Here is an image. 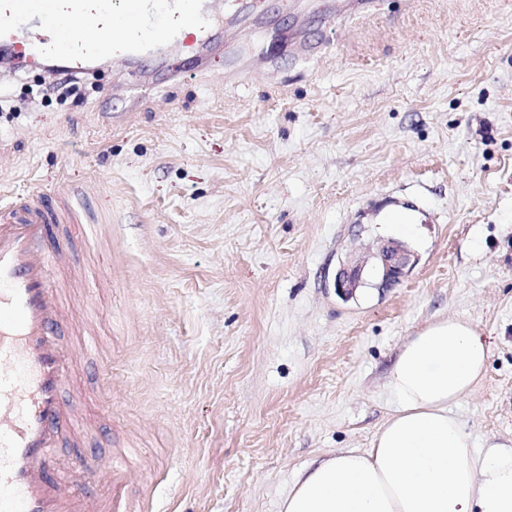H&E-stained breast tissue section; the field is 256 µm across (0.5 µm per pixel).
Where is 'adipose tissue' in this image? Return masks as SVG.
<instances>
[{
  "instance_id": "adipose-tissue-1",
  "label": "adipose tissue",
  "mask_w": 512,
  "mask_h": 512,
  "mask_svg": "<svg viewBox=\"0 0 512 512\" xmlns=\"http://www.w3.org/2000/svg\"><path fill=\"white\" fill-rule=\"evenodd\" d=\"M488 355L465 318L408 338L386 383L390 415L370 447L311 467L280 512H512V448L479 444L453 410Z\"/></svg>"
}]
</instances>
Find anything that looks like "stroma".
<instances>
[{
  "instance_id": "obj_1",
  "label": "stroma",
  "mask_w": 512,
  "mask_h": 512,
  "mask_svg": "<svg viewBox=\"0 0 512 512\" xmlns=\"http://www.w3.org/2000/svg\"><path fill=\"white\" fill-rule=\"evenodd\" d=\"M246 3L230 47L109 64L64 101L0 70V207L71 188L99 223L58 231L89 284L63 342L99 340L69 375L92 506L116 448L134 512H279L310 463L369 448L396 354L444 318L490 351L456 414L512 442V0ZM401 212L415 237L386 229ZM409 256L408 250L399 242H388L379 249L375 258L382 271L381 286L399 280L409 263Z\"/></svg>"
}]
</instances>
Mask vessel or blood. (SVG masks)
Wrapping results in <instances>:
<instances>
[{"label": "vessel or blood", "instance_id": "b4317fda", "mask_svg": "<svg viewBox=\"0 0 512 512\" xmlns=\"http://www.w3.org/2000/svg\"><path fill=\"white\" fill-rule=\"evenodd\" d=\"M89 23L100 39L75 38L74 29ZM217 23L201 0H0V47L36 64L58 60L73 73L102 57H143L182 38L204 44ZM59 224L95 233L68 198L52 210L0 208V512H84L83 493L51 472V452L69 437L73 467L96 463L64 398L77 354L62 342L63 310L76 284L58 286L49 272L82 261L55 236Z\"/></svg>", "mask_w": 512, "mask_h": 512}]
</instances>
